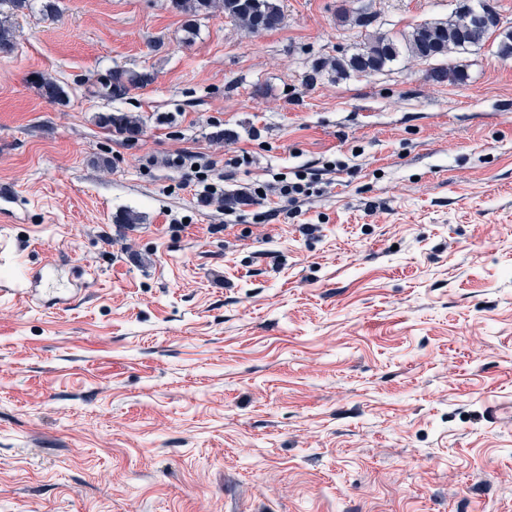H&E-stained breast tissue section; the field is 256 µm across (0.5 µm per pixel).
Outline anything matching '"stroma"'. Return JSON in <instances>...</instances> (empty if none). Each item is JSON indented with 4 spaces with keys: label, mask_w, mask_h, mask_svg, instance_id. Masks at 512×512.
Returning a JSON list of instances; mask_svg holds the SVG:
<instances>
[{
    "label": "stroma",
    "mask_w": 512,
    "mask_h": 512,
    "mask_svg": "<svg viewBox=\"0 0 512 512\" xmlns=\"http://www.w3.org/2000/svg\"><path fill=\"white\" fill-rule=\"evenodd\" d=\"M43 3L0 53V187L22 217L0 223V281L51 262L68 293L0 296V512H512L496 39L344 78L313 67L460 0H281L260 34L220 12L187 30L170 0ZM361 12L370 28L340 20ZM116 68L151 80L98 97ZM118 112L138 136L98 125ZM186 148L228 192L346 168L259 223L278 200L228 217L181 188L163 160Z\"/></svg>",
    "instance_id": "stroma-1"
}]
</instances>
